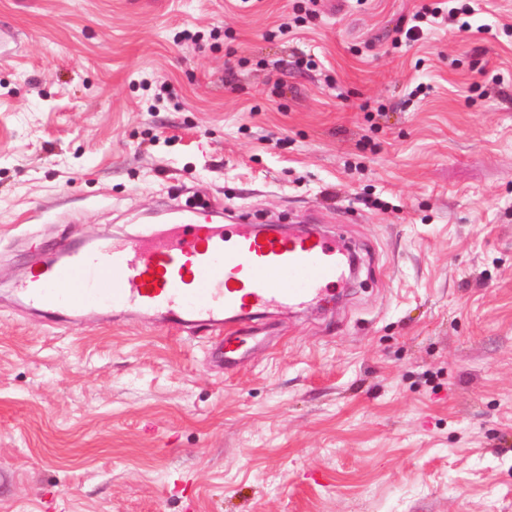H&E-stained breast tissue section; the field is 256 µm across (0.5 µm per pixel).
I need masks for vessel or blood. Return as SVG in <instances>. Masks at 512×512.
Listing matches in <instances>:
<instances>
[{"label":"vessel or blood","instance_id":"vessel-or-blood-1","mask_svg":"<svg viewBox=\"0 0 512 512\" xmlns=\"http://www.w3.org/2000/svg\"><path fill=\"white\" fill-rule=\"evenodd\" d=\"M223 217L210 203L176 204L163 248L145 234L123 242L59 239L41 275L16 290L43 324L93 309L134 311L162 330L208 334L217 361L236 368L256 341L262 314L304 305L342 283L343 257L335 239L315 228L227 226Z\"/></svg>","mask_w":512,"mask_h":512}]
</instances>
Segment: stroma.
Instances as JSON below:
<instances>
[{
  "label": "stroma",
  "mask_w": 512,
  "mask_h": 512,
  "mask_svg": "<svg viewBox=\"0 0 512 512\" xmlns=\"http://www.w3.org/2000/svg\"><path fill=\"white\" fill-rule=\"evenodd\" d=\"M0 0V512H512V0ZM198 194L348 287L240 366L12 287ZM452 2H460V0H440L430 6L422 7L420 11H417L412 16V22L417 24H413L406 29H399V37H396L395 44L415 40V38L423 34V27L425 25L432 26V24L436 22V19L442 16L445 10L448 20L454 22L457 26V28H455L457 34L469 32L471 25L468 21L463 20V18L464 16H468L473 10L466 4H462L459 7L451 6L450 3ZM444 4H446V7Z\"/></svg>",
  "instance_id": "1"
}]
</instances>
